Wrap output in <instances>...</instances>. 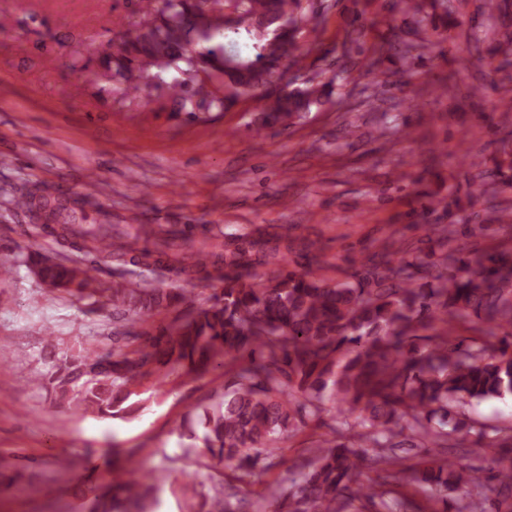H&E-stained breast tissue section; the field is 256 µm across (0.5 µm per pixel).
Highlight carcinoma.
I'll return each instance as SVG.
<instances>
[{"instance_id":"obj_1","label":"carcinoma","mask_w":512,"mask_h":512,"mask_svg":"<svg viewBox=\"0 0 512 512\" xmlns=\"http://www.w3.org/2000/svg\"><path fill=\"white\" fill-rule=\"evenodd\" d=\"M150 0L146 19L104 56L126 93L139 92L142 71L155 60L163 71L197 70L221 74L223 89L203 80L166 83L186 120L197 122L241 98L261 103L268 118L293 124L331 101L332 82L310 81L279 89L288 68L283 61L299 50L296 31L316 20L301 0ZM422 34L418 44L402 41L397 27L376 35L364 73L380 82L379 66L399 52L436 46L448 31L447 0H396ZM353 18L343 36L348 51L362 39ZM241 40L253 52L233 50ZM512 65V33L492 41L488 59ZM512 190V148H505L486 176L467 183L465 197L448 195V214L472 206L489 192ZM14 198L25 201L31 221L40 211L59 224L56 237L96 258L106 253L110 235L89 228L72 239L75 217L60 202L26 183ZM419 245H402L364 265L354 280L331 282L309 268L288 269L285 256L260 241L230 245L220 239L191 252L171 250L168 232L157 230L163 249L142 251L132 265L164 266L181 278L224 269V288L195 304L174 289L106 288L100 279L79 276L73 265L51 263L43 279L80 299L108 302L112 315L149 324L129 347L112 333V347L80 341L50 351L39 383L54 400L102 417L130 415L144 382L162 375L193 377L224 369V385L191 429L194 443L183 455L203 454L222 465L233 462L238 481L249 482L260 461L278 450L307 421L336 411L334 435L315 445L298 483L277 482L265 499L272 512H512V426H487L463 418L474 402L512 394V247L469 248L459 242L469 228L421 224ZM110 236L137 240L115 230ZM187 307L171 320L161 310ZM475 335L461 337L459 329ZM485 440L491 459L475 467L451 455L463 447L462 432ZM397 448H422L412 463ZM386 471L383 481L369 476ZM163 476L135 467L112 469L103 490L91 489V512H156ZM185 512H242L238 489L222 481H202L187 489Z\"/></svg>"}]
</instances>
